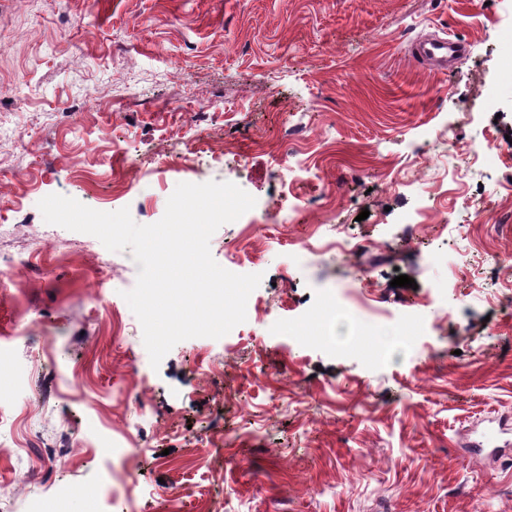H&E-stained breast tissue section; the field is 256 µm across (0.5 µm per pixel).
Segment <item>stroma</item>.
<instances>
[{"label":"stroma","instance_id":"obj_1","mask_svg":"<svg viewBox=\"0 0 512 512\" xmlns=\"http://www.w3.org/2000/svg\"><path fill=\"white\" fill-rule=\"evenodd\" d=\"M507 28L512 0H0V512H512V466L458 461L512 416V155L467 160L512 136ZM442 32L455 65L410 56ZM208 181L256 200L210 251L258 311L155 369L131 250L38 203L149 225Z\"/></svg>","mask_w":512,"mask_h":512}]
</instances>
